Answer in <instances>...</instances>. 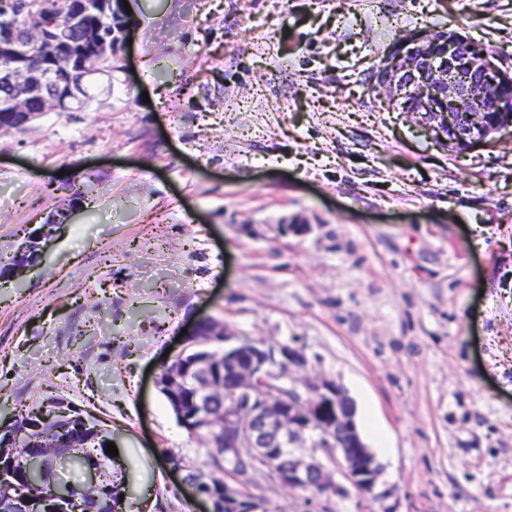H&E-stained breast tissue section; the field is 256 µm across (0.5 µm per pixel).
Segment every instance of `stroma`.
Masks as SVG:
<instances>
[{
	"label": "stroma",
	"instance_id": "stroma-1",
	"mask_svg": "<svg viewBox=\"0 0 512 512\" xmlns=\"http://www.w3.org/2000/svg\"><path fill=\"white\" fill-rule=\"evenodd\" d=\"M128 2L111 93L0 134V255L73 212L0 278V428L69 403L134 496L200 512L167 458L210 470L207 440L155 378L210 318L336 380L382 467L385 499L265 485L267 512H512V126L456 151L370 84L448 30L512 74V0ZM71 214V210H67V212H56L55 214L51 215V217H48L46 222L42 224L40 229H44L47 227L46 232L36 237L31 235L27 238H24L19 244H17L16 251L19 253V255H24L25 258H27L31 252H33V255L31 258L28 259V261H24L22 264L18 265L14 269L13 277H18L25 273L30 268L37 265L41 257V239L45 240L47 238H50L52 236L53 229L59 227V225H62L63 222L66 221ZM48 234L49 236H47ZM34 247H37V249L34 250Z\"/></svg>",
	"mask_w": 512,
	"mask_h": 512
}]
</instances>
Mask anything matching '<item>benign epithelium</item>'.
I'll use <instances>...</instances> for the list:
<instances>
[{
    "label": "benign epithelium",
    "instance_id": "obj_1",
    "mask_svg": "<svg viewBox=\"0 0 512 512\" xmlns=\"http://www.w3.org/2000/svg\"><path fill=\"white\" fill-rule=\"evenodd\" d=\"M38 39L54 45L66 41L60 28L43 25L34 16L21 24L0 27V40L12 52V61L0 65V108L7 109L0 131L24 127L42 114L20 104L22 99L40 100L61 112H79L90 91L109 90L99 83V76L106 71L97 64L83 63L82 76L75 83L53 56L34 72L30 84H24L20 76ZM426 41L421 36L400 39L393 53L375 68V85L384 89L402 111L415 115L437 140L466 149L486 141L503 125H487L483 114L467 111V105L480 97L491 108H498L497 84L489 75L500 77L503 72L485 55L481 65L484 77L464 74L477 47L464 36L439 35L434 42L444 43L440 52L427 51ZM442 99L451 103L455 111H436L434 102ZM70 215L69 211L51 215L42 224L46 233L31 235L17 244L16 251L28 260L14 269L13 276L37 265L40 242ZM204 336L224 337V354L216 353L214 357L224 360V381H233L236 387H219L211 375L209 358H192L185 348L170 356L156 380L160 391L190 387L194 406L189 412L174 407L176 417L183 424L194 422L197 431L207 435L216 428L224 429L227 454L239 462L237 471L226 466L207 474L186 471L177 458H169L174 471L185 472L181 483L190 489L195 501L204 505L203 512H266L262 506H250V502L261 498L242 495L241 486L246 481L257 487L277 484L292 492L325 489L342 493L344 488L333 481L330 464L360 495L385 497V493L377 491L380 464L356 430L353 403L345 390L328 378L303 385L292 376L294 370L306 365L301 350L258 345L212 319L203 320L192 333L194 339ZM221 397L224 417L220 419L213 410ZM85 476L82 494L93 496L105 490L107 480L99 465L89 463Z\"/></svg>",
    "mask_w": 512,
    "mask_h": 512
}]
</instances>
